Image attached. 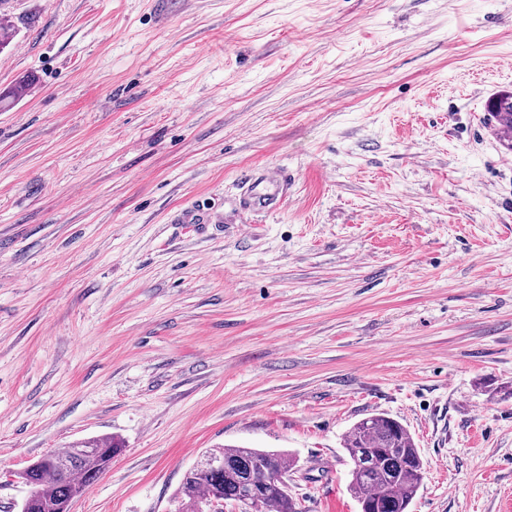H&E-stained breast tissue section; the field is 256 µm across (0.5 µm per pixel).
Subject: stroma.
Listing matches in <instances>:
<instances>
[{
	"label": "stroma",
	"mask_w": 512,
	"mask_h": 512,
	"mask_svg": "<svg viewBox=\"0 0 512 512\" xmlns=\"http://www.w3.org/2000/svg\"><path fill=\"white\" fill-rule=\"evenodd\" d=\"M0 512L18 472L123 444L71 512H179L225 444L360 512L386 414L411 512H512V0H0ZM288 168L280 210L249 174ZM181 208L202 224H177ZM334 458L335 472L320 460ZM487 112L494 122L505 131H512V92L502 91L489 101ZM287 185L286 172L264 178H249L242 186L241 199L250 209L275 210L280 207L283 188ZM343 447L361 512L409 511L424 479V463L404 425L383 414L368 416L352 426Z\"/></svg>",
	"instance_id": "1"
}]
</instances>
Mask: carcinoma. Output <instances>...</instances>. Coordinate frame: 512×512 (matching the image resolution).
Listing matches in <instances>:
<instances>
[{
	"instance_id": "obj_1",
	"label": "carcinoma",
	"mask_w": 512,
	"mask_h": 512,
	"mask_svg": "<svg viewBox=\"0 0 512 512\" xmlns=\"http://www.w3.org/2000/svg\"><path fill=\"white\" fill-rule=\"evenodd\" d=\"M487 111L505 131H512V92L502 91L489 101ZM343 447L352 462L350 490L363 512H408L424 479V463L413 436L399 421L383 414L355 423ZM122 451L111 436L72 443L41 457L18 474L31 487L25 512H69L71 500L83 493ZM203 456L224 461L213 470L193 465L183 478L180 494L185 509L213 500L240 503L250 510L245 492L258 495L259 512H301V505L272 475L286 479L294 461L282 451L238 445L208 449Z\"/></svg>"
}]
</instances>
